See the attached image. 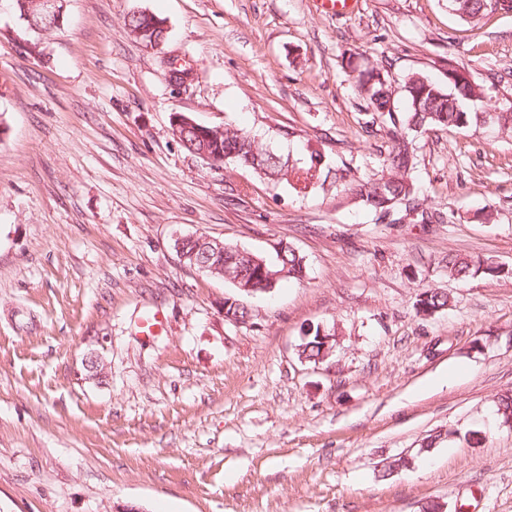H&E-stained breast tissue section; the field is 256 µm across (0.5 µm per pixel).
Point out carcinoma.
Segmentation results:
<instances>
[{
	"instance_id": "carcinoma-1",
	"label": "carcinoma",
	"mask_w": 512,
	"mask_h": 512,
	"mask_svg": "<svg viewBox=\"0 0 512 512\" xmlns=\"http://www.w3.org/2000/svg\"><path fill=\"white\" fill-rule=\"evenodd\" d=\"M452 10L466 21L474 22L495 9L486 8L490 0H449ZM163 20L153 15L143 14L131 19L128 30L130 35L140 32L137 40L142 43L165 40L164 29L160 28ZM356 86L359 93L374 112L388 117L393 126L391 130L392 146L384 159L386 167L395 171V175L385 178L371 179L357 184L353 191L370 209L384 215L399 205L415 209L417 188L408 179L407 173L414 168L416 157L410 133L427 131L432 128H458L478 118V113L466 112L461 102L472 98H480L484 90L470 79L463 77L453 81V90L448 92L438 84L417 74L409 76L404 84L405 107L397 110L391 98V84L385 79L381 69L376 66L366 67L358 71ZM209 149V164L221 167L226 163H234L248 168L259 177L274 183L286 182L300 193H304L314 185L327 168L325 156L317 149L309 152L306 162L301 166H292L288 158L281 154L267 152L257 142L255 136L245 128H238L230 123L224 124V135L215 141L206 143ZM267 273L271 274V286L284 278H300L303 273V257L290 249L274 262H265ZM448 276L463 278L478 272L492 273L496 268L489 264L476 263L472 259L459 254L448 255L446 261ZM251 270V259L239 252L238 248L224 245V276L222 279L233 282V277ZM451 297L437 290H426L416 301L417 310L421 313L434 314L448 308Z\"/></svg>"
}]
</instances>
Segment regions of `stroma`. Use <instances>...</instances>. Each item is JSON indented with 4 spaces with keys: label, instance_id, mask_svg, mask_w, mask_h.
Here are the masks:
<instances>
[{
    "label": "stroma",
    "instance_id": "35a3bbf8",
    "mask_svg": "<svg viewBox=\"0 0 512 512\" xmlns=\"http://www.w3.org/2000/svg\"><path fill=\"white\" fill-rule=\"evenodd\" d=\"M136 11L164 20L159 47L130 35ZM452 65L486 94L465 111L512 112V12L66 0L40 32L0 0V512H512V125L415 134L419 207L399 223L350 192L385 174L391 128L354 69L398 89ZM177 113L294 162L319 148L347 182L303 195L210 167ZM178 234L285 245L305 273L244 297L185 266ZM451 253L498 273L449 277ZM429 288L452 307L417 314ZM237 298L243 324L224 317ZM152 310L164 327L140 335ZM319 326L332 355L301 360Z\"/></svg>",
    "mask_w": 512,
    "mask_h": 512
}]
</instances>
